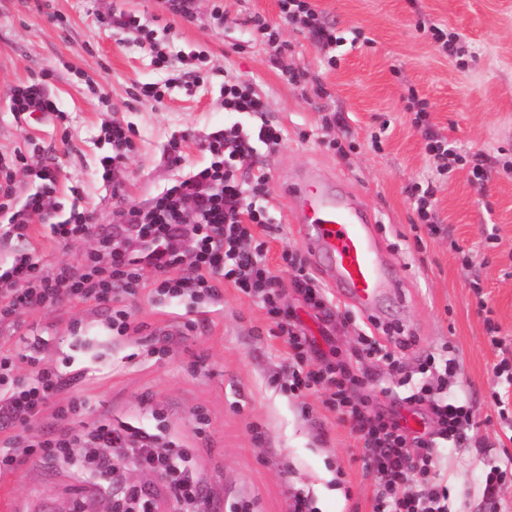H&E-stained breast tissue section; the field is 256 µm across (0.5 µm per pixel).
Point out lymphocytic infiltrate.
Instances as JSON below:
<instances>
[{"instance_id":"lymphocytic-infiltrate-1","label":"lymphocytic infiltrate","mask_w":512,"mask_h":512,"mask_svg":"<svg viewBox=\"0 0 512 512\" xmlns=\"http://www.w3.org/2000/svg\"><path fill=\"white\" fill-rule=\"evenodd\" d=\"M279 7L282 21L304 31L317 48L343 44V37L320 20L310 0H279ZM406 102L416 114V124L439 170L465 161L471 165L474 180L486 179L488 166L482 157L462 152L432 132L427 103L415 90H408ZM56 109L42 77L20 86L12 97L14 116L20 120H32ZM106 138L112 153L103 159V176L111 180L112 193L117 196L122 194L123 184L116 173L134 147L133 131L115 124ZM283 140L282 131L266 123L245 133H212L204 145L210 155L208 165L158 194L148 208L129 205L113 211L112 229L105 233L97 232L92 213L77 211L61 220L49 212V198L57 183L51 165L42 166L37 173L41 191L17 203L13 169L25 156H0V213L10 215L8 223L0 225L1 242L28 241L36 216L51 225L62 245L91 236L96 239L95 247L76 266L46 268L23 257L0 268V323L25 309L79 299L109 307L107 326L123 335L130 322L127 309L119 303L120 295L147 287L154 295L170 300L188 297L209 304L218 300L221 283L231 281L265 310L276 335L287 344L290 390L322 389L326 405L362 442L364 465L377 473L371 512H448V487L440 479L436 450L440 442L460 441L474 430L475 415L468 402L445 391L433 392L426 385L415 389L408 404L427 409L436 430L412 434L401 419L385 416L369 398L360 396L364 374L341 360L314 366L306 358L311 340L282 301L281 282L266 262L265 243L255 241L251 233L255 225L266 231L271 228L267 211L256 203L269 192V176L254 168L253 159L259 147L271 150ZM147 267L153 272L149 282L142 274ZM15 369L12 358L0 354V418H7L15 429L0 442V471L34 459L68 460L73 445L82 442L91 447L79 462L82 469L109 474L114 466L140 457L149 469L164 475L174 512H210L211 502L203 494L195 470L181 463L182 446L173 442L157 451L153 434L144 427L128 422L101 424L86 433L64 431L39 441L24 438V430L40 424L46 410H53L57 419L67 418V409L54 407L53 399L68 381L63 374L45 368L27 381L17 377ZM101 448L117 449L115 460H102L97 454Z\"/></svg>"}]
</instances>
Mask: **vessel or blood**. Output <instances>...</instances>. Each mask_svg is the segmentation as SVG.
<instances>
[{
  "label": "vessel or blood",
  "instance_id": "obj_1",
  "mask_svg": "<svg viewBox=\"0 0 512 512\" xmlns=\"http://www.w3.org/2000/svg\"><path fill=\"white\" fill-rule=\"evenodd\" d=\"M284 194L299 241L329 287L340 300L381 319L391 288L388 257L365 200L314 169L289 182Z\"/></svg>",
  "mask_w": 512,
  "mask_h": 512
}]
</instances>
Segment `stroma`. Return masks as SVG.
Wrapping results in <instances>:
<instances>
[{
    "mask_svg": "<svg viewBox=\"0 0 512 512\" xmlns=\"http://www.w3.org/2000/svg\"><path fill=\"white\" fill-rule=\"evenodd\" d=\"M311 2L345 39L336 67L326 65L304 33L281 23L278 0H194L190 22L162 0H0V155L27 156L15 173L19 199L40 190L35 172L53 162L59 215L68 216L76 186L98 224L107 225L120 201L149 207L158 193L206 165L208 134L264 121L282 128L285 143L257 159L270 175L265 205L274 230L267 262L289 309L315 340L311 363L335 355L371 372L377 406L399 409L422 380L416 367L423 352L453 351L460 369L447 388L468 400L476 425L460 447L441 449L440 466L450 512H484V473L512 458V431L502 427L490 398L498 357L484 329L485 316H492L512 348V0ZM217 5L220 21L212 13ZM119 11L140 17L142 32L153 34L172 68L154 63L142 32L106 27ZM256 13L278 25V43L251 36L244 21ZM432 23L462 35L465 65L434 41ZM193 65L205 76L202 84L188 90L173 81L174 70ZM284 66L304 81L286 82ZM43 70L51 74L48 91L60 116L15 119V89ZM237 79L263 99L262 115L225 111L224 83ZM316 82L325 89L319 97L311 90ZM147 83L167 86L163 104L133 99L134 87ZM410 86L428 102L435 132L491 160L488 181L474 182L466 164L438 174L406 108ZM335 113L344 126L325 124ZM115 123L136 132L119 174L121 200L100 165L110 152L104 131ZM343 139L353 148L341 157L330 143ZM173 140L183 151L178 165L168 158ZM309 168L340 181L372 209L398 286L385 302L384 321L416 339L401 356L407 385L388 365L360 356L358 333L367 316L355 310L324 328L291 284L282 256L300 245L286 221L282 188ZM426 179L436 186L443 227L435 236L418 224L406 193ZM94 246L87 238L63 247L36 223L28 242L0 243V261L24 253L47 267L74 264ZM220 291L215 303L200 307L142 289L127 301L131 328L124 336L107 329L106 311L91 302L25 309L0 325V353L16 360L22 376L54 369L71 381L56 405L85 403L82 415L64 422L44 413L30 437L141 423L159 447L176 441L188 450L212 512H290L296 493L307 496L311 512H370L375 475L363 466L360 443L322 393L292 395L283 378L288 347L272 335L264 310L231 283ZM388 385L392 395L381 394ZM128 485L158 496L159 512H171L157 473L131 467L111 485L53 460L0 473V512H73L78 504L85 512H114Z\"/></svg>",
    "mask_w": 512,
    "mask_h": 512,
    "instance_id": "stroma-1",
    "label": "stroma"
}]
</instances>
